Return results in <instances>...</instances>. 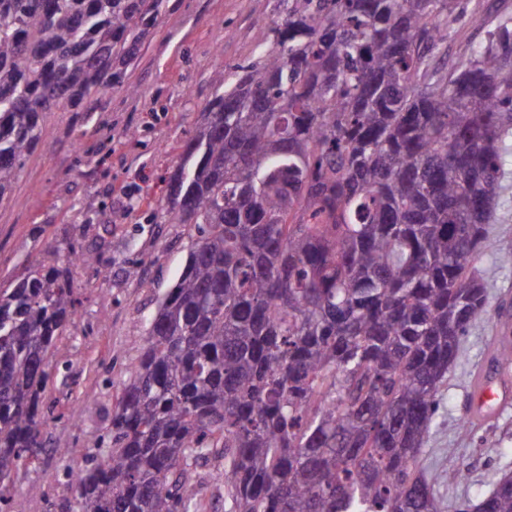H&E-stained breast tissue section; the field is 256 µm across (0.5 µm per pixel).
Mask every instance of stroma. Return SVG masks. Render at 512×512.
Masks as SVG:
<instances>
[{
    "instance_id": "35a3bbf8",
    "label": "stroma",
    "mask_w": 512,
    "mask_h": 512,
    "mask_svg": "<svg viewBox=\"0 0 512 512\" xmlns=\"http://www.w3.org/2000/svg\"><path fill=\"white\" fill-rule=\"evenodd\" d=\"M497 11L512 13V0H459L445 66L487 37L474 16ZM282 18L277 0H167L124 68L137 94L115 90L93 111L46 116L42 139L52 152L36 151L0 204V286L62 238L96 260L73 271L78 314L55 350L45 399L56 419L48 438L65 452L46 449L18 471L10 512H78L67 470L100 456L112 405L145 345L143 322L182 270L195 234L167 215L171 175L196 134L192 116L214 94L215 72L248 64L260 51V31ZM505 170L479 265L488 312L463 338L419 455L439 474L437 492L447 503L477 497L495 472L512 471V407L477 428L461 425L500 333L499 312H512V154ZM132 266L138 274L130 278Z\"/></svg>"
}]
</instances>
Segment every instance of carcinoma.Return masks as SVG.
<instances>
[{
	"instance_id": "carcinoma-1",
	"label": "carcinoma",
	"mask_w": 512,
	"mask_h": 512,
	"mask_svg": "<svg viewBox=\"0 0 512 512\" xmlns=\"http://www.w3.org/2000/svg\"><path fill=\"white\" fill-rule=\"evenodd\" d=\"M458 0H278L281 23L197 115L167 213L195 237L143 326L80 512H443L419 464L488 312L477 269L512 139V17L448 70ZM165 0H0V204L49 112H88ZM71 241L0 288V512L47 447L74 321ZM454 512H512L505 473ZM196 470L201 477L198 497L209 505L208 510L224 512V458L213 455Z\"/></svg>"
}]
</instances>
